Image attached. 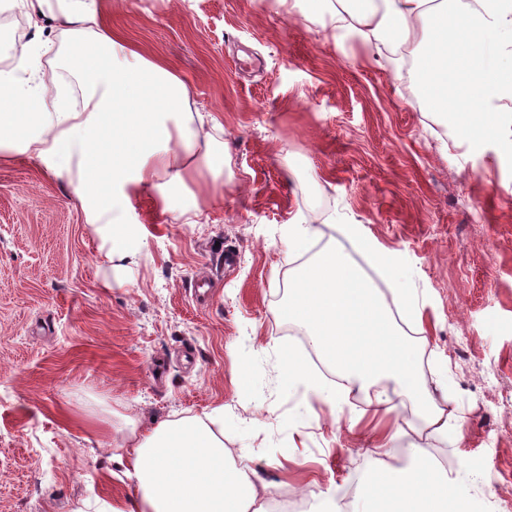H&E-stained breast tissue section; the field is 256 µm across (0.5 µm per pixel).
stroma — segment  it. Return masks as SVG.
<instances>
[{
    "label": "stroma",
    "mask_w": 512,
    "mask_h": 512,
    "mask_svg": "<svg viewBox=\"0 0 512 512\" xmlns=\"http://www.w3.org/2000/svg\"><path fill=\"white\" fill-rule=\"evenodd\" d=\"M337 0H112L106 20L189 88L190 131L211 135L221 189L204 179L161 213L157 191L117 200L127 230L94 224L69 183L23 155L0 159V512H79L134 492L120 447L164 420L223 409L224 454L256 472L259 501L354 493L418 444L481 476L472 497L512 494V113L475 137L430 105L350 29ZM61 23L0 22L11 43L49 45L40 69L72 96ZM199 204L197 223L182 209ZM292 224L315 226L289 235ZM398 252L395 272L344 238ZM375 269L380 295L417 294L402 316L421 382L462 417L460 446L434 441L412 403L359 422L288 381L282 319L307 247ZM135 263L109 264L108 250ZM393 437L385 457L372 447Z\"/></svg>",
    "instance_id": "1"
}]
</instances>
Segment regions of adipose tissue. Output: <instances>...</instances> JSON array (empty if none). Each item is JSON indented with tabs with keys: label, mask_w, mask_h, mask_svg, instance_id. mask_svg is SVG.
Instances as JSON below:
<instances>
[{
	"label": "adipose tissue",
	"mask_w": 512,
	"mask_h": 512,
	"mask_svg": "<svg viewBox=\"0 0 512 512\" xmlns=\"http://www.w3.org/2000/svg\"><path fill=\"white\" fill-rule=\"evenodd\" d=\"M30 18L52 14L66 24L72 44L69 64L88 81L81 103L39 76L42 47L29 46L28 77L0 71V151L36 158L70 184L93 223L111 232L122 225L114 199H130L166 184L170 192L212 166L211 150H199L168 117L183 113L187 85L162 63L133 51L102 22L103 0H21ZM338 27L354 30L373 48L410 46L435 108L467 112L460 126L469 136L483 121L488 102L512 103V0H452L436 14L432 0H344ZM422 321L417 296L379 297L372 284L335 248L303 267L288 298L286 316L302 320L314 345L325 352L343 383L327 401L334 409L350 394L369 393L376 409L394 408L389 384L421 408L433 438L459 443L460 417L447 413L416 376L411 345L389 321L391 307ZM414 462L394 473L388 490L392 512H448L457 481L443 478L418 492L428 469L420 446ZM125 473L134 497L107 504L105 512H266L257 504L253 471L224 458V414L163 421L134 442Z\"/></svg>",
	"instance_id": "ef3b65f1"
}]
</instances>
